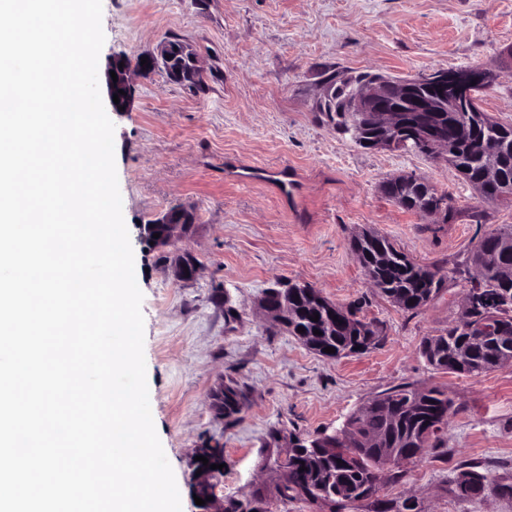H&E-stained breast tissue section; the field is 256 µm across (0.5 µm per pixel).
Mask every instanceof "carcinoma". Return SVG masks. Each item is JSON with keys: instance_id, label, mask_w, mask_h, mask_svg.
Masks as SVG:
<instances>
[{"instance_id": "obj_1", "label": "carcinoma", "mask_w": 512, "mask_h": 512, "mask_svg": "<svg viewBox=\"0 0 512 512\" xmlns=\"http://www.w3.org/2000/svg\"><path fill=\"white\" fill-rule=\"evenodd\" d=\"M169 57L156 67L175 82L189 86L202 83V75L185 54L183 43L170 40ZM337 72H323V84L329 94L318 103V112L342 138L365 149L377 148L380 131L373 112H348V99L360 88L356 79L342 87L336 85ZM488 90L477 93L472 112H415L413 94L386 89L383 97L395 110L404 132L424 127L448 141L446 161L470 185L483 186L481 202L495 204L512 198V122L493 121L483 111ZM382 193L407 211L425 216L446 207L443 223L456 220L460 211L452 198L439 192L427 179L413 174L385 181ZM352 252L378 292L406 311L419 310L435 300L447 283L475 266L481 273L469 316L471 323L485 330L467 332L451 323L438 336L422 345V355L437 371L479 377L512 359V225L499 224L485 231L468 260L445 270H431L412 259L388 237L368 230L352 239ZM266 297L274 309L284 308L282 318L288 332L309 349L321 354L327 347L339 358L367 351L380 329L377 323L357 316L359 308L337 305L306 284L288 283V287H270ZM319 314L314 322L310 317ZM304 327L299 332L298 327ZM319 330L316 335L313 330ZM215 408L225 417L241 413L243 392L233 383L222 386L214 395ZM370 410L351 415L346 425L332 434L312 440L296 437L297 448L288 458L286 501H329L337 512L361 501H372L374 512H417L409 499H373L372 487L385 465V459L397 455L409 459L420 439L426 445L439 440L448 425L453 400L448 391L434 386L419 390L411 384L391 388L371 400ZM336 441L341 451L327 453L324 445ZM305 470H300V467ZM483 484L497 489L501 496L512 497V484L503 483L469 466Z\"/></svg>"}]
</instances>
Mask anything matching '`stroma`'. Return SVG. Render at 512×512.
I'll return each instance as SVG.
<instances>
[{"mask_svg": "<svg viewBox=\"0 0 512 512\" xmlns=\"http://www.w3.org/2000/svg\"><path fill=\"white\" fill-rule=\"evenodd\" d=\"M105 43L99 78L114 55L136 57L176 39L191 49L203 82L192 88L161 70L134 77L128 110L112 115L123 216L143 294L144 355L152 418L173 469L182 512L191 496L193 453L224 446L219 493L245 500L267 492L263 441L342 427L360 406L402 383L447 388L454 412L437 447L384 467L380 495L409 498L419 512H512V498L459 502L465 464L512 481V365L478 378L433 370L425 337L463 312L462 285L404 311L372 288L349 247L372 229L421 264L463 261L487 228L512 225V202L480 205L442 160L367 150L316 118L321 73L375 71L413 78L440 67L484 65L498 79L482 106L512 121V0H102ZM452 194L460 215L445 224L406 211L380 192L403 174ZM196 215L192 233L154 249L136 226L171 209ZM482 210L474 221V210ZM200 263L177 280L172 257ZM291 279L383 326L367 352L320 356L259 306L276 280ZM235 382L239 415L217 417L212 392Z\"/></svg>", "mask_w": 512, "mask_h": 512, "instance_id": "obj_1", "label": "stroma"}]
</instances>
